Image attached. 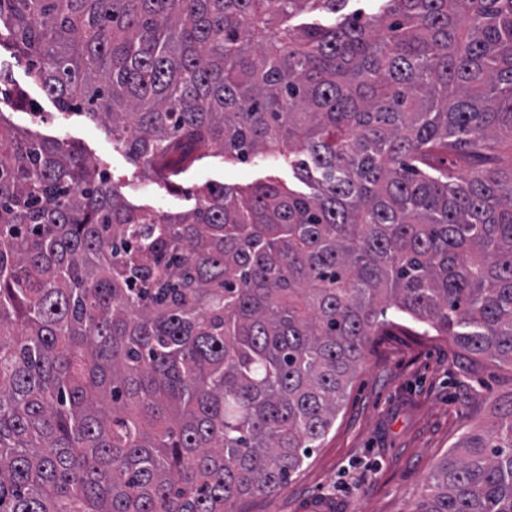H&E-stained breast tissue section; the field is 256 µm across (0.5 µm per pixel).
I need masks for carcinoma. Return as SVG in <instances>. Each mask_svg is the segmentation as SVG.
<instances>
[{
    "mask_svg": "<svg viewBox=\"0 0 512 512\" xmlns=\"http://www.w3.org/2000/svg\"><path fill=\"white\" fill-rule=\"evenodd\" d=\"M347 4L0 0L33 80L144 170L272 148L310 188L140 208L0 118V512L274 493L389 314L512 368V0ZM429 483L413 512H512V395Z\"/></svg>",
    "mask_w": 512,
    "mask_h": 512,
    "instance_id": "1",
    "label": "carcinoma"
}]
</instances>
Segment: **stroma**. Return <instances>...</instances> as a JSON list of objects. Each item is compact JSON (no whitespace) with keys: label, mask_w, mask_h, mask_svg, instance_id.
Segmentation results:
<instances>
[{"label":"stroma","mask_w":512,"mask_h":512,"mask_svg":"<svg viewBox=\"0 0 512 512\" xmlns=\"http://www.w3.org/2000/svg\"><path fill=\"white\" fill-rule=\"evenodd\" d=\"M0 69L11 91L0 116L39 137L61 140L105 171L137 206L182 212L206 183L243 187L269 179L296 186L287 160L275 152L248 163L213 150L176 184L144 173L113 142L103 121L62 112L0 44ZM512 393V371L472 364L445 336H412L404 327L368 341L336 424L287 485L237 501L238 512H411L437 464L469 426H490L497 399Z\"/></svg>","instance_id":"stroma-1"}]
</instances>
